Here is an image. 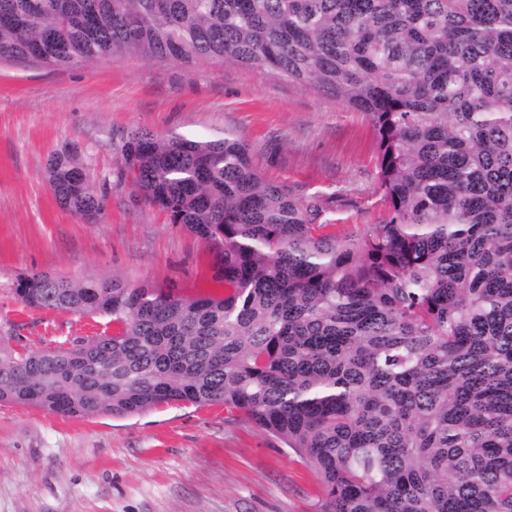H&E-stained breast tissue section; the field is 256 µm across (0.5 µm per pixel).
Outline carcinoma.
I'll list each match as a JSON object with an SVG mask.
<instances>
[{
	"label": "carcinoma",
	"mask_w": 512,
	"mask_h": 512,
	"mask_svg": "<svg viewBox=\"0 0 512 512\" xmlns=\"http://www.w3.org/2000/svg\"><path fill=\"white\" fill-rule=\"evenodd\" d=\"M232 63L363 113L391 218L313 223L243 139L127 134L146 202L209 244L221 296L36 273L29 308L117 330L18 352L0 403L86 418L222 405L303 456L319 512H512V0H0V60ZM58 203L105 198L65 150Z\"/></svg>",
	"instance_id": "1"
}]
</instances>
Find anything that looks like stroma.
Instances as JSON below:
<instances>
[{
    "label": "stroma",
    "mask_w": 512,
    "mask_h": 512,
    "mask_svg": "<svg viewBox=\"0 0 512 512\" xmlns=\"http://www.w3.org/2000/svg\"><path fill=\"white\" fill-rule=\"evenodd\" d=\"M135 127L242 138L253 168L339 236L390 217L370 123L317 91L213 61L1 64L0 336L12 348L113 329L103 315L25 307L15 286L33 272L223 294L206 244L125 179ZM68 145L106 196L98 223L63 209L46 182L49 156ZM322 498L306 459L220 406L81 419L0 404V512H317Z\"/></svg>",
    "instance_id": "35a3bbf8"
}]
</instances>
